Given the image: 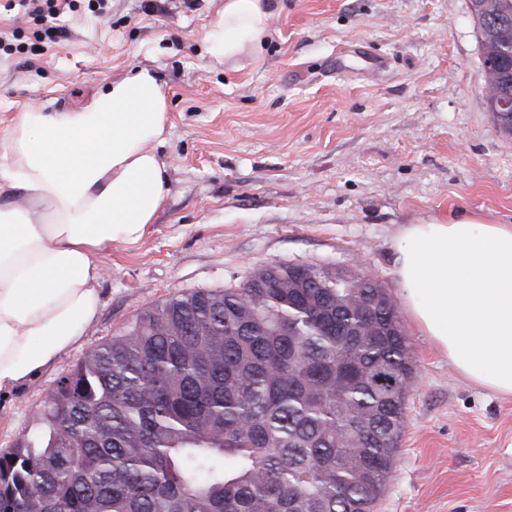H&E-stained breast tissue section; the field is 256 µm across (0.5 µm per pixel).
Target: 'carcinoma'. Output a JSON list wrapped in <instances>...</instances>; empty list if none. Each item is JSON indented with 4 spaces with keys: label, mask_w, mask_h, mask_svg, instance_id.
<instances>
[{
    "label": "carcinoma",
    "mask_w": 512,
    "mask_h": 512,
    "mask_svg": "<svg viewBox=\"0 0 512 512\" xmlns=\"http://www.w3.org/2000/svg\"><path fill=\"white\" fill-rule=\"evenodd\" d=\"M484 97L512 117V0L473 4ZM375 280L272 262L175 293L54 384L41 428L0 451V512H371L413 367Z\"/></svg>",
    "instance_id": "cac0c4a2"
}]
</instances>
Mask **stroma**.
Wrapping results in <instances>:
<instances>
[{
  "instance_id": "35a3bbf8",
  "label": "stroma",
  "mask_w": 512,
  "mask_h": 512,
  "mask_svg": "<svg viewBox=\"0 0 512 512\" xmlns=\"http://www.w3.org/2000/svg\"><path fill=\"white\" fill-rule=\"evenodd\" d=\"M0 0V132L153 71L170 102L168 197L148 234L104 252L79 343L0 397V448L35 433L54 382L145 308L243 285L270 262L378 281L415 373L392 477L373 512H512V397L464 379L414 323L392 268L408 224H512V135L498 130L471 0H275L260 54L210 56L223 0H75L57 31Z\"/></svg>"
}]
</instances>
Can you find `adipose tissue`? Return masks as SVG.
I'll use <instances>...</instances> for the list:
<instances>
[{"mask_svg":"<svg viewBox=\"0 0 512 512\" xmlns=\"http://www.w3.org/2000/svg\"><path fill=\"white\" fill-rule=\"evenodd\" d=\"M270 0H224L207 50L259 51ZM168 97L149 69L68 112L30 107L0 134V393L52 366L95 318L102 252L149 232L169 191L155 146ZM393 270L418 328L468 381L512 397V225H406Z\"/></svg>","mask_w":512,"mask_h":512,"instance_id":"1","label":"adipose tissue"}]
</instances>
